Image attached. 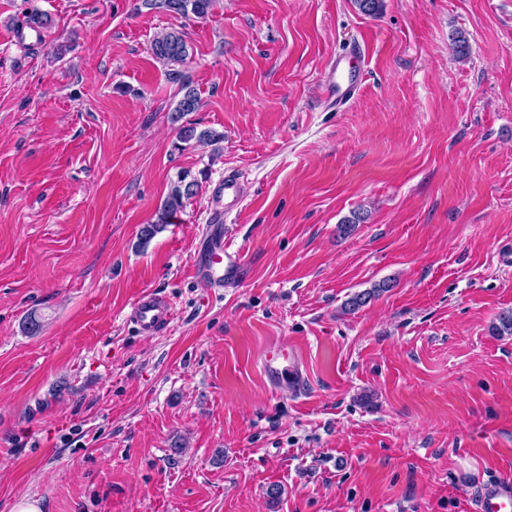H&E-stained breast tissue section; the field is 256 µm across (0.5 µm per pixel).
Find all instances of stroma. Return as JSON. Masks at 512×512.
Segmentation results:
<instances>
[{
	"instance_id": "stroma-1",
	"label": "stroma",
	"mask_w": 512,
	"mask_h": 512,
	"mask_svg": "<svg viewBox=\"0 0 512 512\" xmlns=\"http://www.w3.org/2000/svg\"><path fill=\"white\" fill-rule=\"evenodd\" d=\"M137 3L0 0V512H479L512 483V335L491 331L512 311V0ZM170 28L202 101L185 120L218 147L177 138L150 52ZM354 41L365 82L338 109L329 60ZM183 170L244 182L239 282L191 273L209 191L139 246ZM145 292L173 306L162 333L129 319ZM271 341L298 387L263 378ZM181 10L172 11L169 8L171 0H142L141 6L148 9H163L184 18L192 16L196 19H203L208 16L214 7L215 0H180Z\"/></svg>"
}]
</instances>
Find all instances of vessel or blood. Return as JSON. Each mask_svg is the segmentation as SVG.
I'll return each instance as SVG.
<instances>
[{
    "label": "vessel or blood",
    "instance_id": "b4317fda",
    "mask_svg": "<svg viewBox=\"0 0 512 512\" xmlns=\"http://www.w3.org/2000/svg\"><path fill=\"white\" fill-rule=\"evenodd\" d=\"M331 68L333 79L326 85L324 95L341 108L349 104L362 89L365 57L355 47L338 54ZM213 192L223 196L224 209L213 213L206 245L198 253L192 272L194 278L220 288L224 283L238 280L241 275L239 256L225 250L223 223L225 213L242 202L245 188L237 175L229 173L216 182ZM133 315L139 329L153 335L163 331L171 322L173 309L167 300L154 294H144L137 298ZM260 368L264 379L273 388L295 385L302 379L295 357L277 344L264 351ZM480 512H512V485L502 483L485 489L480 498Z\"/></svg>",
    "mask_w": 512,
    "mask_h": 512
}]
</instances>
